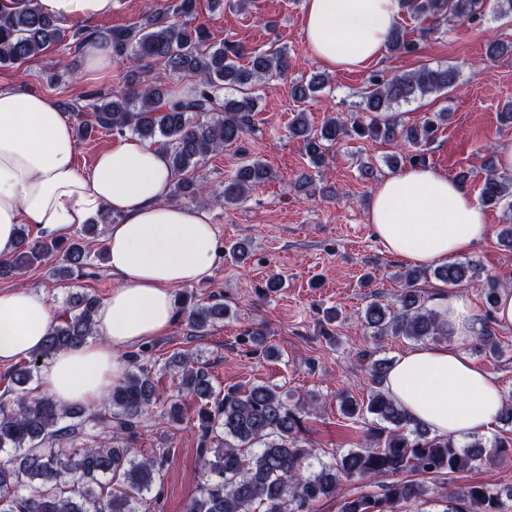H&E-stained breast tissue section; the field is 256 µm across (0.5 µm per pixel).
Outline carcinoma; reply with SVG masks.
<instances>
[{
    "instance_id": "obj_1",
    "label": "carcinoma",
    "mask_w": 512,
    "mask_h": 512,
    "mask_svg": "<svg viewBox=\"0 0 512 512\" xmlns=\"http://www.w3.org/2000/svg\"><path fill=\"white\" fill-rule=\"evenodd\" d=\"M403 8L429 27L442 23L481 26L484 0H403ZM107 44L112 57L129 64L123 88L91 92L66 104L78 121V132L87 137L105 130L120 136L130 132L141 142L165 151L174 172L170 198H196L205 186L195 170L207 155L242 142L250 129L257 106L254 85L275 73L288 70V54L248 50L240 43L210 42L206 23L198 16L197 0H170L160 9L144 13L141 22L103 36L99 31H66L60 21L42 15L35 0H12L0 8V66L22 65L49 47L67 42L80 51L88 38ZM387 48L397 55H414L417 40L395 27ZM246 63H240V60ZM161 64L170 74L187 76L193 84L175 92L151 75ZM456 69L423 64L395 75L375 72L368 77L362 110L370 120L336 116L318 129L309 127L307 113L300 111L289 132L302 138L305 156L315 168L324 165L326 154L347 139L390 142L399 147L394 165L422 162V148L433 142L448 113L426 112L407 126L398 120L395 107L430 94L452 90ZM324 86L310 79L293 86V98L304 101ZM273 177L260 160L242 164L224 182L216 200L237 206L250 197L254 187ZM482 206L512 213V177L489 167L479 193ZM19 248L0 258V276L22 273L52 258L53 275L61 281L83 274L92 253L102 254L96 224H86L64 240L33 239L27 225L18 226ZM428 270L410 268L403 274L404 288L398 304L371 302L360 317L361 326L375 339L402 336L413 341L448 339V327L429 305L418 283ZM476 274L468 262H448L434 268L435 279L456 286L470 283ZM504 288L495 276L481 284L480 296L491 317L497 295ZM99 300L90 294L67 299L61 320L45 336L40 350L14 367L8 399L0 402V512H141L160 479L164 454L141 458L130 440L141 426L145 410L159 406L166 423L184 419L185 401L195 400L193 419L200 432L199 464L202 483L189 500L186 512H316L324 500H338L340 512H400L403 504L434 489L408 477L410 473L445 479L512 457V436L492 441L479 437L466 446L433 435L414 425L404 408L386 393L383 382L390 360L371 362L372 389L358 402L339 396L340 410L349 419H368L364 445L332 460L318 458L302 437L301 402L291 405L264 383H250L216 390L208 373L189 353L177 355L181 368L177 393L165 394L155 383L146 362L151 349L142 347L126 354L133 370L104 400L105 411L92 413L66 405L51 396H28V386L39 367L38 359L86 344L97 334L95 314ZM179 312L187 314L191 327L205 331L224 321L231 310L220 301L199 304L183 300ZM488 355L503 350L492 326L478 337ZM243 345L275 358L278 352L263 346L265 333L250 328L240 337ZM385 478L378 490L345 497L342 484ZM440 512H512V486L493 480L456 484L445 493Z\"/></svg>"
}]
</instances>
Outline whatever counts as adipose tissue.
Segmentation results:
<instances>
[{
	"mask_svg": "<svg viewBox=\"0 0 512 512\" xmlns=\"http://www.w3.org/2000/svg\"><path fill=\"white\" fill-rule=\"evenodd\" d=\"M115 2L36 0L42 14L83 25L111 14ZM401 10L400 0H304V37L328 71L364 67L381 58ZM76 153L73 124L51 97L0 87V258L17 251L18 225L60 238L100 216L114 219L106 250L115 285L96 314L102 339L59 352L36 381L38 393L91 410L124 378L123 350L169 331L176 288L210 277L219 250L207 211L168 202L173 175L163 152L122 139L84 172ZM367 218L389 253L419 266L463 255L489 232L470 190L426 165L382 181ZM438 308L452 335L480 332L467 293L449 291ZM55 319L43 295L0 291V365L30 358ZM384 386L413 422L457 440L488 432L503 407L494 376L451 344L399 355Z\"/></svg>",
	"mask_w": 512,
	"mask_h": 512,
	"instance_id": "adipose-tissue-1",
	"label": "adipose tissue"
}]
</instances>
